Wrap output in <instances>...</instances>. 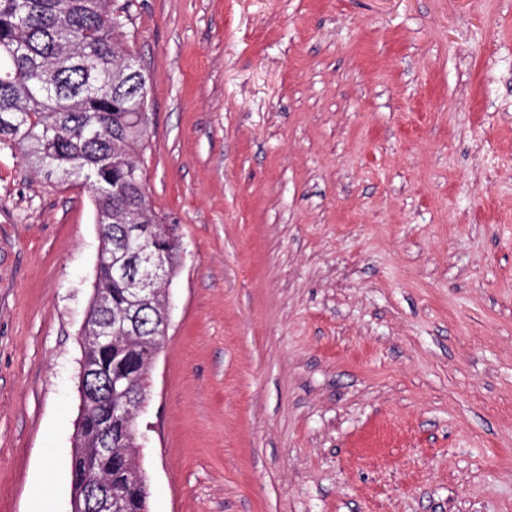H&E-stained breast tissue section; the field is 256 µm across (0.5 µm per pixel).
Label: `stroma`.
<instances>
[{
    "label": "stroma",
    "mask_w": 512,
    "mask_h": 512,
    "mask_svg": "<svg viewBox=\"0 0 512 512\" xmlns=\"http://www.w3.org/2000/svg\"><path fill=\"white\" fill-rule=\"evenodd\" d=\"M179 226L149 512H512V0H118ZM93 200L0 145V512L71 510Z\"/></svg>",
    "instance_id": "1"
}]
</instances>
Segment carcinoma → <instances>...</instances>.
<instances>
[{"label":"carcinoma","instance_id":"obj_1","mask_svg":"<svg viewBox=\"0 0 512 512\" xmlns=\"http://www.w3.org/2000/svg\"><path fill=\"white\" fill-rule=\"evenodd\" d=\"M127 16L114 0H0V144L20 149L24 159L90 189L95 221L103 225L99 255L108 262L121 252L128 224H151L166 243L161 261L177 276L181 240L170 238L145 179L142 156L149 143L148 101L138 88L142 75L118 88L113 75L126 68ZM151 267L130 265L103 281L90 299L89 318L112 327V351L95 340L81 359L99 375L87 380L89 404L75 441L72 484L112 481V500L123 512H142L143 468L136 457L142 435L136 420L103 418L105 375L134 380L147 369L167 315V288L136 305L129 293L150 279ZM139 332L121 330L132 312Z\"/></svg>","mask_w":512,"mask_h":512}]
</instances>
